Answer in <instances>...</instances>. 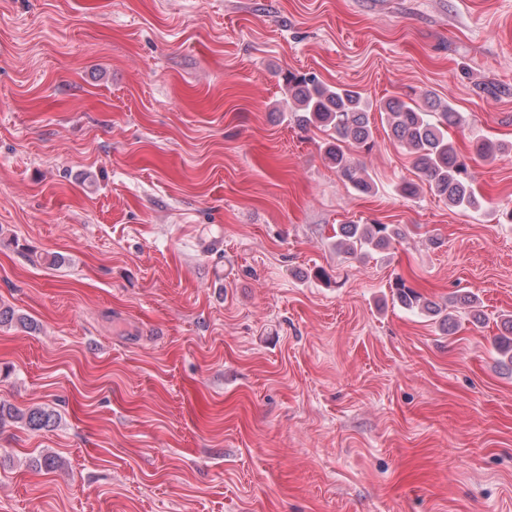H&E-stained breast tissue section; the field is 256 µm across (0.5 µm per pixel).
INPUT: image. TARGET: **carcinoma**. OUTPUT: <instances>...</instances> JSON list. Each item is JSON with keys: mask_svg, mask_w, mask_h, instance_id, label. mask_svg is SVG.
Listing matches in <instances>:
<instances>
[{"mask_svg": "<svg viewBox=\"0 0 512 512\" xmlns=\"http://www.w3.org/2000/svg\"><path fill=\"white\" fill-rule=\"evenodd\" d=\"M288 93L295 104L294 121L302 128L324 127L332 131V140L324 147L325 158L336 168L340 180L353 190L367 194L375 184L361 165L343 148L348 143L355 148L371 151L373 131L368 113L372 109L384 113L392 136L411 155L413 167L427 181L433 194L462 211L479 210L483 199L473 188L467 164L459 158L454 143L448 138V127L462 122L460 113L425 93V106L401 99H389L373 104L356 88L331 86L314 74H288ZM474 152L482 159L493 161L504 152L506 145L493 144L479 136L473 139ZM398 235L388 224H344L336 249L358 258L384 249ZM396 299L410 311L420 310L434 316L441 308L422 300L398 277L391 285ZM505 334L495 349L502 359L512 362V318L502 319ZM10 420L30 431L55 427L58 414L42 406L19 409L0 403V424Z\"/></svg>", "mask_w": 512, "mask_h": 512, "instance_id": "1", "label": "carcinoma"}]
</instances>
